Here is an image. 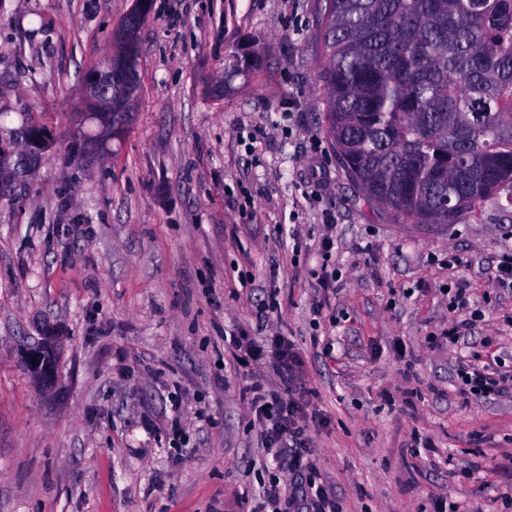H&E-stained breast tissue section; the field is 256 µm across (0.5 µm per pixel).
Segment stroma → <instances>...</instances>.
Instances as JSON below:
<instances>
[{"instance_id": "stroma-1", "label": "stroma", "mask_w": 512, "mask_h": 512, "mask_svg": "<svg viewBox=\"0 0 512 512\" xmlns=\"http://www.w3.org/2000/svg\"><path fill=\"white\" fill-rule=\"evenodd\" d=\"M323 2L152 0L134 117L87 153L82 79L133 0H0V139L30 119L54 138L22 180H0V512H262L254 493L277 472L249 463L241 392L278 379L224 351L225 329H254L259 311L306 357L327 419L316 476L343 512H435L439 498L512 512V395L463 401L459 347L427 342L463 282L482 312L471 353L512 363V294L493 281L512 206L495 195L455 224H396L363 199L324 121ZM245 43L259 66L215 96ZM327 220L341 277L324 295ZM48 327L62 341L51 395L20 363ZM173 395L185 445L168 431Z\"/></svg>"}]
</instances>
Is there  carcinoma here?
Instances as JSON below:
<instances>
[{
	"label": "carcinoma",
	"mask_w": 512,
	"mask_h": 512,
	"mask_svg": "<svg viewBox=\"0 0 512 512\" xmlns=\"http://www.w3.org/2000/svg\"><path fill=\"white\" fill-rule=\"evenodd\" d=\"M320 67L341 165L394 223L512 205V0H325Z\"/></svg>",
	"instance_id": "1"
}]
</instances>
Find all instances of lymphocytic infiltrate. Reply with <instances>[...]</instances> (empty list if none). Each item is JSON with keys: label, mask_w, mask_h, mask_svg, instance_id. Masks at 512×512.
Returning <instances> with one entry per match:
<instances>
[{"label": "lymphocytic infiltrate", "mask_w": 512, "mask_h": 512, "mask_svg": "<svg viewBox=\"0 0 512 512\" xmlns=\"http://www.w3.org/2000/svg\"><path fill=\"white\" fill-rule=\"evenodd\" d=\"M451 324L448 330L431 336L434 345L457 344L467 339L476 314L470 311L465 288L447 291ZM225 341L239 366L271 365L281 387L268 390L260 381L247 386L253 424L259 430L256 461L272 468L284 467V484H269L262 497L271 512H343L334 487L318 482L311 431L322 418L314 406L317 392L306 383V361L293 342L280 334L255 339L241 328L232 329ZM460 395L503 397L512 394V369L501 370L475 360L461 358L457 364Z\"/></svg>", "instance_id": "obj_1"}]
</instances>
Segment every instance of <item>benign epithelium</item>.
Wrapping results in <instances>:
<instances>
[{"instance_id": "obj_1", "label": "benign epithelium", "mask_w": 512, "mask_h": 512, "mask_svg": "<svg viewBox=\"0 0 512 512\" xmlns=\"http://www.w3.org/2000/svg\"><path fill=\"white\" fill-rule=\"evenodd\" d=\"M147 0H134L132 8L112 31L111 51L105 57L123 62L132 77L138 76L133 66L137 55L140 19L148 12ZM84 96L95 103L97 111L79 112L80 123L92 122L96 127L93 147L99 149L109 140L116 138L119 128L132 121L135 97L128 93L114 94L112 88L100 76V70L87 72L82 83ZM26 136L32 140L39 150L51 147V131L41 125L27 127ZM58 350L57 336L48 331L36 344L25 348L22 356L24 370L43 389L50 390L58 384Z\"/></svg>"}]
</instances>
